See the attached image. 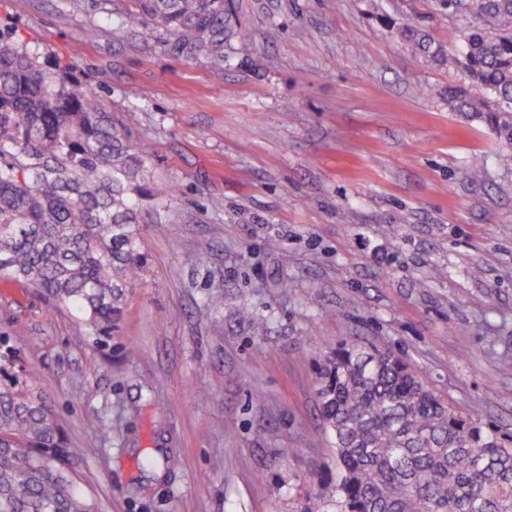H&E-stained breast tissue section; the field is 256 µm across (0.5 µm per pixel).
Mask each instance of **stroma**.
Returning <instances> with one entry per match:
<instances>
[{
    "label": "stroma",
    "mask_w": 512,
    "mask_h": 512,
    "mask_svg": "<svg viewBox=\"0 0 512 512\" xmlns=\"http://www.w3.org/2000/svg\"><path fill=\"white\" fill-rule=\"evenodd\" d=\"M135 9L0 0L20 48L114 119L137 112L130 139L153 145L147 263L116 328L0 282V334L98 512H296L335 469L315 365L343 341L404 358L512 435V166L449 111L462 71L396 33L457 52L467 17L438 0H233L219 66L121 27Z\"/></svg>",
    "instance_id": "stroma-1"
}]
</instances>
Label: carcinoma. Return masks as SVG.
<instances>
[{
	"mask_svg": "<svg viewBox=\"0 0 512 512\" xmlns=\"http://www.w3.org/2000/svg\"><path fill=\"white\" fill-rule=\"evenodd\" d=\"M123 20L174 36L187 56L224 61V0H135ZM471 15L458 55L417 26L415 53L460 68L448 109L512 148V0H443ZM147 142L60 66L48 70L0 29V279L23 281L86 326L112 324L144 266L139 197ZM0 336V512H96L38 387ZM336 477L299 512H512V436L456 411L394 354L353 341L318 364Z\"/></svg>",
	"mask_w": 512,
	"mask_h": 512,
	"instance_id": "carcinoma-1",
	"label": "carcinoma"
}]
</instances>
